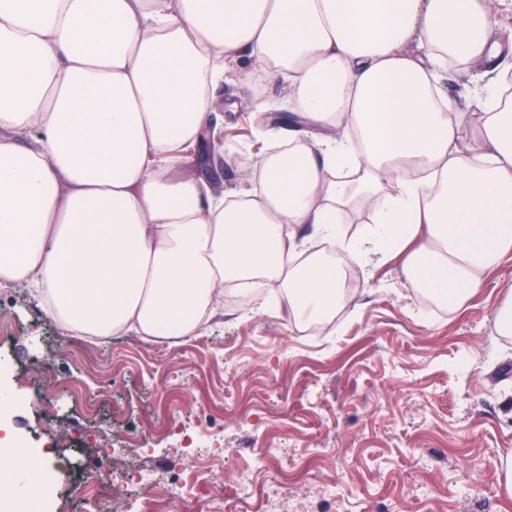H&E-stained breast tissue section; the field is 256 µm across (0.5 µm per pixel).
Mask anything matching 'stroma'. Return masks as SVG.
Segmentation results:
<instances>
[{"label": "stroma", "instance_id": "1", "mask_svg": "<svg viewBox=\"0 0 512 512\" xmlns=\"http://www.w3.org/2000/svg\"><path fill=\"white\" fill-rule=\"evenodd\" d=\"M219 113L229 151L205 171L214 190L232 195L253 174L260 154L295 114L286 81L258 77L229 60ZM512 292L505 261L465 307L423 306L404 286L400 261L361 277L349 309L313 335L298 333L283 303L257 306L229 289L198 336L150 346L134 334L87 340L93 363L55 355L64 333L23 284L0 288V312L15 325L0 339V386L15 399L20 440L48 462L67 457L64 481L46 512H83L74 485L99 466L98 429L134 438L116 465L152 475L153 512H168L173 467H190L176 443L144 445L168 405L184 415L222 403L224 445L232 459H212L219 487L195 486L181 512H205L216 489L232 495L250 451L277 443L272 469L297 477L280 489L284 512H512L497 467L512 451V336L497 335L494 317ZM49 361L63 382H77L97 412L85 420L71 394L51 407L36 403V363ZM116 377L99 390L102 373Z\"/></svg>", "mask_w": 512, "mask_h": 512}]
</instances>
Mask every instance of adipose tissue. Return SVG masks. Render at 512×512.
<instances>
[{
    "label": "adipose tissue",
    "instance_id": "1",
    "mask_svg": "<svg viewBox=\"0 0 512 512\" xmlns=\"http://www.w3.org/2000/svg\"><path fill=\"white\" fill-rule=\"evenodd\" d=\"M242 57L319 133L227 200L187 154L219 134ZM478 63L497 80L458 105L439 74ZM355 206L371 222L351 236ZM509 257L512 40L489 0H0V286L27 283L63 330L194 336L230 284L310 326L394 259L455 311ZM0 462V497L39 496L18 441Z\"/></svg>",
    "mask_w": 512,
    "mask_h": 512
}]
</instances>
